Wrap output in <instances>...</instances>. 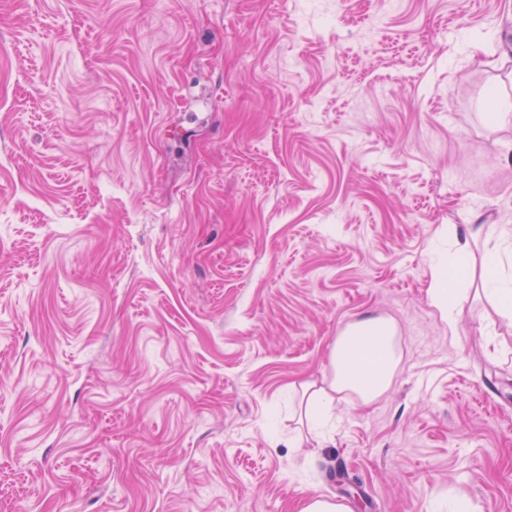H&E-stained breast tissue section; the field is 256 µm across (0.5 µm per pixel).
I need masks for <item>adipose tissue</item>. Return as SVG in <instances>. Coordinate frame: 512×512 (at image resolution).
<instances>
[{"instance_id": "adipose-tissue-1", "label": "adipose tissue", "mask_w": 512, "mask_h": 512, "mask_svg": "<svg viewBox=\"0 0 512 512\" xmlns=\"http://www.w3.org/2000/svg\"><path fill=\"white\" fill-rule=\"evenodd\" d=\"M511 245L512 229H501L496 237L488 239L481 273L483 293L495 300L505 316H512V274L506 273L502 255ZM469 249V233L443 230L430 257L429 301L452 333L463 315L455 285L471 278L467 266L461 263ZM395 335L392 322L374 316L349 323L341 330L331 350L330 383L314 390L307 400L309 423H329L328 407L333 396L352 394L369 405L390 389L399 366Z\"/></svg>"}]
</instances>
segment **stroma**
Here are the masks:
<instances>
[{
	"label": "stroma",
	"instance_id": "obj_1",
	"mask_svg": "<svg viewBox=\"0 0 512 512\" xmlns=\"http://www.w3.org/2000/svg\"><path fill=\"white\" fill-rule=\"evenodd\" d=\"M507 101L512 0H0V512H512V320L427 298L512 225ZM367 315L392 387L317 436ZM471 235L470 229L464 233L457 227L452 232L441 230L430 257V305L439 312L442 321L448 324V330L453 334L457 331L463 309L457 302V288H450V281L465 282L473 279L474 275L468 270V265L460 264V260L469 253ZM448 245L454 252L455 263L448 262ZM451 270L454 271L452 277ZM333 400L334 397L329 394L326 388L321 387L314 390L307 400V421L310 424H317L320 421L324 425H327L330 422L328 407ZM300 512H348V507L338 502L334 497L319 493L313 485H306L301 489Z\"/></svg>",
	"mask_w": 512,
	"mask_h": 512
}]
</instances>
